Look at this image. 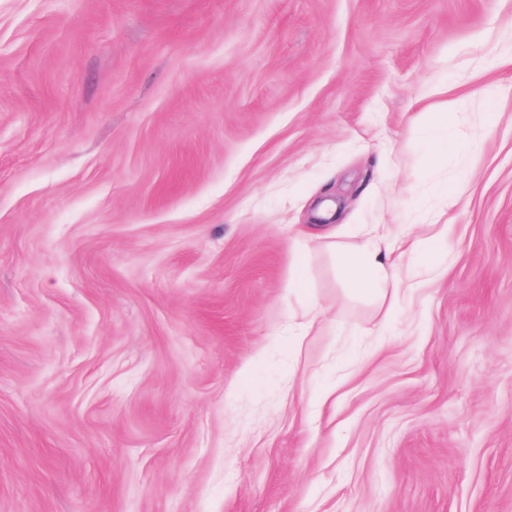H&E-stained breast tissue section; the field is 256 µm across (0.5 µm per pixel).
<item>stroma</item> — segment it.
<instances>
[{"instance_id": "obj_1", "label": "stroma", "mask_w": 512, "mask_h": 512, "mask_svg": "<svg viewBox=\"0 0 512 512\" xmlns=\"http://www.w3.org/2000/svg\"><path fill=\"white\" fill-rule=\"evenodd\" d=\"M0 512H512V0H0ZM387 241L388 236L385 232L378 233L369 246L343 260L342 274L357 294L380 298L384 291L383 288L378 287L394 278L395 269L387 262V252L390 247Z\"/></svg>"}]
</instances>
